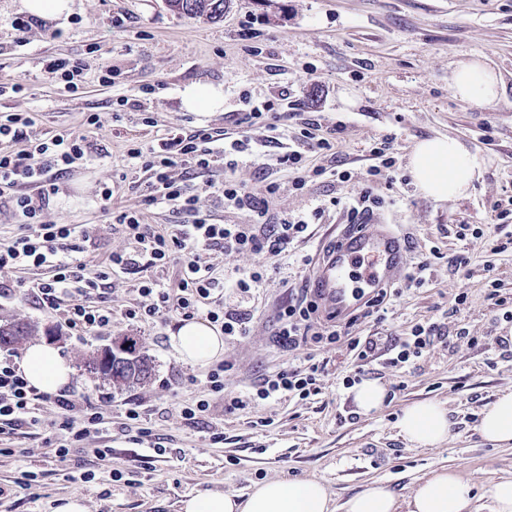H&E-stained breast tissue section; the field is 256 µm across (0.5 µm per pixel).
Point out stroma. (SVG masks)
Returning <instances> with one entry per match:
<instances>
[{
  "label": "stroma",
  "mask_w": 512,
  "mask_h": 512,
  "mask_svg": "<svg viewBox=\"0 0 512 512\" xmlns=\"http://www.w3.org/2000/svg\"><path fill=\"white\" fill-rule=\"evenodd\" d=\"M19 0H0V74H17L25 92L0 99V112H32L33 133L47 139L63 131L86 134L88 160L60 180L46 217L60 224L85 225L86 235L66 241L63 255L75 256L87 273L103 270L111 254L127 251L128 239L101 209L103 187L114 189L113 207L141 213L146 224H174L178 217L164 207L145 208L150 182L127 150L131 142L152 143L178 126L206 125L230 138L242 127L247 109L242 96L264 98L289 88L301 108L289 119V131L314 120L339 129L349 183L328 180L304 192L291 190L292 174L278 164L277 145H254L234 170V178L260 188L259 172L281 183L272 210L279 215L309 212L319 203L327 209L312 227L298 255L317 254L337 239L345 225L330 198L358 190L370 164L369 148L378 138L395 134L398 167L392 185L378 194L391 199L383 215L405 234L411 260L438 249L430 281L405 292L389 308L385 321L361 320L356 336L379 343L365 377L379 381L387 398L382 408L363 415L353 390L342 380L356 362L345 344L321 351L327 368L320 394L305 401H259L229 415L224 397L247 392L272 372L294 363L295 353L274 341L276 311L308 287L309 271L295 258L280 259L262 288L247 297H227L225 309L251 310L250 336L224 339V356L232 369L224 390L209 391L208 367L181 361L168 336L180 318L165 316L150 324L129 321L127 310L147 304L142 281L156 279L169 288L179 282V268L141 267L112 275L105 297L112 309L109 327L82 334L68 329L61 312L42 308L28 295V283L49 279L50 266L29 267L23 275L0 272L13 285L0 297V324L23 320L35 325V339L53 343L74 370L69 386L76 400L99 407L112 428L95 443H83L59 459L51 449L60 438L57 410L45 407L37 426L24 425L0 436V512H55L58 500L83 496L88 512H178L187 494L208 490L247 493L259 482L279 478H318L336 502L374 485L398 495L410 494L431 470L449 467L469 482L475 504L486 501L493 481L512 479V446H498L478 431L484 408L497 394L512 390V321L485 295V278L495 271L504 291L512 292V252L496 254L458 239L456 227L472 224L485 236L512 232L490 220L489 205L512 196V0H230L218 20L188 19L170 11L165 0H75L63 21L33 20L25 34L11 27ZM123 27L112 25L113 18ZM249 23L253 35L241 34ZM481 58L499 75V97L493 106L460 101L450 87L456 62ZM65 58L82 63L77 93L65 92L60 76L46 62ZM110 61L111 82L101 79V64ZM213 87L224 95L214 112H190L183 105L185 88ZM103 117L100 127L86 125L89 114ZM153 125H144L145 117ZM453 136L476 156L477 177L468 197L436 201L423 197L409 179V156L421 139ZM467 253L471 307L452 311L460 275L451 260ZM441 323L454 336L452 349L431 351L408 370L388 363L393 337L409 334L415 324ZM467 328L479 344L457 338ZM120 336L138 337L152 361L150 380L118 390L83 369L96 350ZM208 399L210 411L198 423L187 422L183 407ZM445 405L452 421L447 439L435 448H413L398 433L404 409L416 402ZM148 407L151 434L123 430L125 412ZM111 448L97 459L93 448ZM151 457L144 465L143 457ZM39 472L31 489L16 488L22 471ZM89 471L92 482L76 486L66 472Z\"/></svg>",
  "instance_id": "35a3bbf8"
}]
</instances>
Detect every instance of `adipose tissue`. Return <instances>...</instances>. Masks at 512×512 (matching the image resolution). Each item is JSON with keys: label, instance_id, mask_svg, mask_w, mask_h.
Listing matches in <instances>:
<instances>
[{"label": "adipose tissue", "instance_id": "1", "mask_svg": "<svg viewBox=\"0 0 512 512\" xmlns=\"http://www.w3.org/2000/svg\"><path fill=\"white\" fill-rule=\"evenodd\" d=\"M452 89L460 99L492 104L498 95L500 79L483 61L457 62L451 76ZM410 173L418 191L435 200L466 197L475 174L471 150L454 137L419 140L410 156ZM169 344L185 362L207 364L224 353L220 332L204 320H186L169 334ZM21 368L29 382L44 392L67 386L72 368L58 351L45 342L30 343ZM451 421L446 407L438 402L408 406L399 423L402 437L418 447L441 444L448 436ZM479 431L482 437L499 445L512 444V391L500 392L484 410ZM470 485L454 471H431L409 496L373 486L335 507L322 480L286 481L269 479L255 484L244 496L213 491L186 496L179 512H471Z\"/></svg>", "mask_w": 512, "mask_h": 512}]
</instances>
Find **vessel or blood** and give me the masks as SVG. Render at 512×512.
Returning a JSON list of instances; mask_svg holds the SVG:
<instances>
[{"label":"vessel or blood","mask_w":512,"mask_h":512,"mask_svg":"<svg viewBox=\"0 0 512 512\" xmlns=\"http://www.w3.org/2000/svg\"><path fill=\"white\" fill-rule=\"evenodd\" d=\"M368 229L345 231L313 269L320 305L347 314L380 288L399 281L409 259L403 238L380 216Z\"/></svg>","instance_id":"obj_1"}]
</instances>
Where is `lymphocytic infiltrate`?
<instances>
[{
	"mask_svg": "<svg viewBox=\"0 0 512 512\" xmlns=\"http://www.w3.org/2000/svg\"><path fill=\"white\" fill-rule=\"evenodd\" d=\"M299 100L283 91L253 105L243 113L240 121L246 133L242 138L227 142L213 128L196 126L191 130L174 128L152 144L132 143L130 158L139 160L142 168L150 171L153 183L145 195V206H169L181 221L164 228L142 223L141 215L112 207V188L102 191V209L110 214L113 223L123 227L136 244L137 255L112 254L108 271H127L137 257L148 258L151 265L170 263L180 267L177 291L151 280L140 287L148 297L147 305L128 310L129 319L153 322L164 315L175 313L191 319L206 314L214 323H220L225 335L246 337L250 334V317L239 311H223L219 306L225 289L247 293L259 287L268 267L289 253L295 243L307 239L310 224L319 220L326 206L317 205L311 212L297 216H275L270 205L279 194V182L266 183L263 192L248 191L232 176L242 153L251 150L254 132H261L264 142H279L281 122L288 112L297 110ZM35 124L30 112H11L0 116V141L26 142L25 150L14 153L0 150V197L8 198L22 220L20 231L7 242H0V271L24 269L29 266L51 264V278L34 284L32 297L52 310L65 309V323L71 329L87 333L108 326L112 321L109 307L92 301L91 290L97 289L108 271L99 272L97 279L84 277L83 265L77 259L58 254L60 241L80 231L76 224H58L44 217L51 197L59 191V181L72 166L87 157L85 135L60 133L47 141L31 140L29 130ZM339 146L334 132H322L319 123L311 121L294 138L287 152L278 162L291 170V186L305 190L314 180L328 178L339 183L349 182L348 171L339 169L333 159ZM329 157L330 165L308 162L307 152ZM374 160L367 170V179L361 190L346 200L332 198L330 205L342 207L347 221L359 223L366 214L383 212L386 201L377 194L378 183H392L396 160L393 156V138L385 135L376 140L370 150ZM223 166L226 177L220 183H208L207 188L222 207L247 211L246 224H215L208 213L198 206L195 178L214 166ZM183 167L184 176L173 178L170 171ZM209 247H220L228 253H247L260 258L261 263L251 271L232 277L218 275L202 252ZM431 269L429 260L414 264L405 275L404 287L384 288L357 307L350 317L339 320L335 315L323 314L313 291H305L300 300L281 307L277 313L276 340L285 351H296L300 362L263 377L253 392L230 396L224 400V411L233 414L248 408L255 400L308 399L318 394V380L325 368L313 353L307 352L308 341L336 343L346 340L352 358L368 362L377 348L369 337L349 333L355 321L367 319L384 310L392 300L402 296L404 288H420L427 281ZM450 339L436 322L420 323L410 336L398 338L395 355L390 364L405 367L417 364L437 345H449ZM54 405L61 416L63 436L55 448L58 457L69 454L73 444L102 434L105 416L102 411L82 405L68 394L48 396L37 391L24 378L14 355L0 357V424L8 426L38 425L39 413L45 404Z\"/></svg>",
	"mask_w": 512,
	"mask_h": 512,
	"instance_id": "f902f5d3",
	"label": "lymphocytic infiltrate"
}]
</instances>
